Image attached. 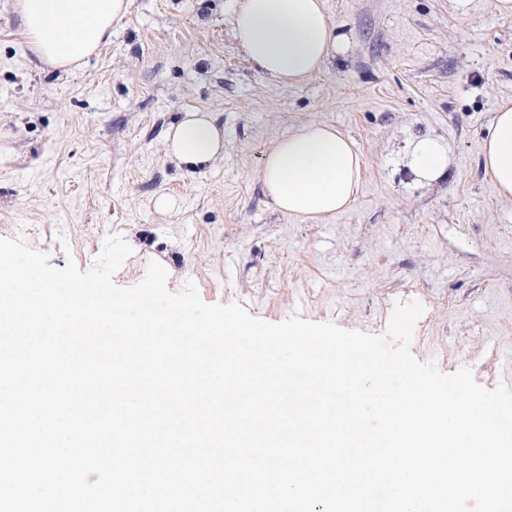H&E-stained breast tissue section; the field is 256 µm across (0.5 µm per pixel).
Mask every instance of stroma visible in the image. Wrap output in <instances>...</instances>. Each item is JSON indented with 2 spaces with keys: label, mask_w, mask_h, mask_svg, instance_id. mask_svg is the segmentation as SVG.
Instances as JSON below:
<instances>
[{
  "label": "stroma",
  "mask_w": 512,
  "mask_h": 512,
  "mask_svg": "<svg viewBox=\"0 0 512 512\" xmlns=\"http://www.w3.org/2000/svg\"><path fill=\"white\" fill-rule=\"evenodd\" d=\"M14 0H0V238L50 265L92 267L107 235L176 291L209 304L386 334L399 302H419L410 351L445 374L471 368L512 387V201L485 177L481 143L512 100V19L493 0L465 19L448 0H326L350 50L296 88L263 75L234 38V0H132L81 69L31 53ZM188 110L224 132V157L189 173L165 155ZM308 122L335 125L364 157L360 193L323 221L281 214L259 178L262 150ZM448 142L446 179L412 181L406 141ZM168 195L175 206L157 211Z\"/></svg>",
  "instance_id": "35a3bbf8"
}]
</instances>
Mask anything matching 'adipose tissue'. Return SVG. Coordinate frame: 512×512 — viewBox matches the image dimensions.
Masks as SVG:
<instances>
[{"instance_id": "obj_1", "label": "adipose tissue", "mask_w": 512, "mask_h": 512, "mask_svg": "<svg viewBox=\"0 0 512 512\" xmlns=\"http://www.w3.org/2000/svg\"><path fill=\"white\" fill-rule=\"evenodd\" d=\"M33 53L53 68L81 67L112 37L131 0H15ZM233 33L260 72L299 86L344 54L349 38L329 16L325 0H236ZM167 157L190 172L224 155V133L210 115L184 112L170 126ZM450 147L430 135L406 144L403 162L413 181L433 184L448 174ZM483 171L497 195L512 200V101L497 108L481 147ZM363 159L349 136L328 124L296 127L266 150L260 178L266 195L289 217L321 221L355 200Z\"/></svg>"}]
</instances>
